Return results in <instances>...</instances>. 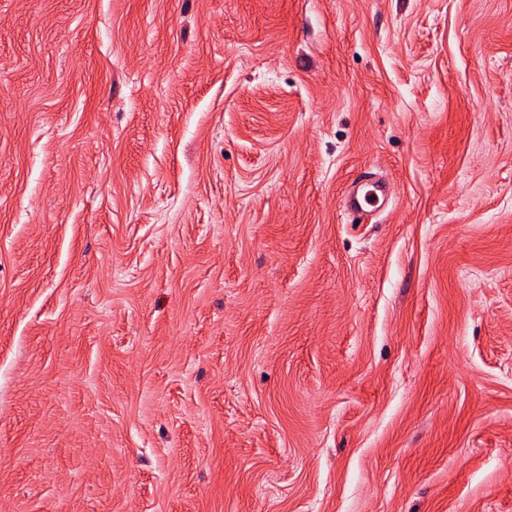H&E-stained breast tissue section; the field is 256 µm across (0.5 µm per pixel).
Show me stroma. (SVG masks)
<instances>
[{"instance_id":"obj_1","label":"stroma","mask_w":512,"mask_h":512,"mask_svg":"<svg viewBox=\"0 0 512 512\" xmlns=\"http://www.w3.org/2000/svg\"><path fill=\"white\" fill-rule=\"evenodd\" d=\"M0 512H512V0H0ZM377 188L384 197L387 191L386 183L382 180H377ZM376 188L366 190L362 194L358 192L350 193L343 197L344 209L355 219H361L366 213L367 208L376 207L379 203V195Z\"/></svg>"}]
</instances>
